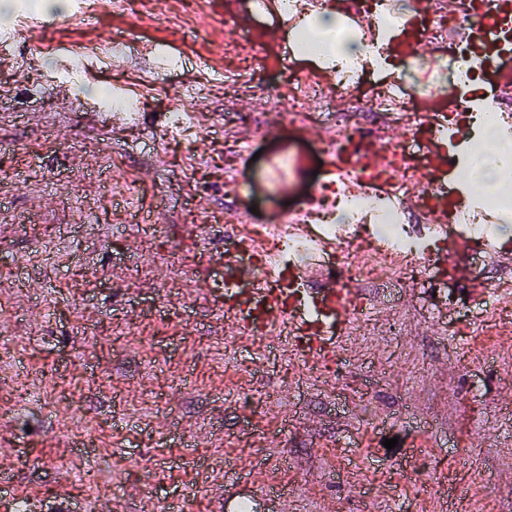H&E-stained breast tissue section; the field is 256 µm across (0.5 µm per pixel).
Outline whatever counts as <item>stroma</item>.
<instances>
[{
  "mask_svg": "<svg viewBox=\"0 0 512 512\" xmlns=\"http://www.w3.org/2000/svg\"><path fill=\"white\" fill-rule=\"evenodd\" d=\"M144 23L103 0L47 36L19 9L11 67L0 70V512L19 491L33 512H154L171 488L192 512L228 493L272 487L258 512H512V270L471 269L451 286L363 278L380 303L319 367L288 347L229 335L208 253L224 247V178L271 222L264 160L301 159L316 183L321 125L278 120L265 85L279 75L224 59V18L204 0ZM130 34L124 67L76 41ZM144 105L131 130L88 118L115 98ZM205 124L171 127L181 99ZM267 136H257L256 127ZM244 157L233 168V149ZM397 438L394 449L384 439Z\"/></svg>",
  "mask_w": 512,
  "mask_h": 512,
  "instance_id": "stroma-1",
  "label": "stroma"
}]
</instances>
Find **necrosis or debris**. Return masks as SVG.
<instances>
[{
	"mask_svg": "<svg viewBox=\"0 0 512 512\" xmlns=\"http://www.w3.org/2000/svg\"><path fill=\"white\" fill-rule=\"evenodd\" d=\"M361 13L375 21L373 32L340 21L341 36L352 37L370 47L369 56L354 60L339 59L335 65L337 78L325 85L320 68L304 71L302 75H289L287 85L275 92V106L283 119L291 124H315L324 119L334 104H342L334 125L336 132L323 143L326 157L342 159L353 175H362V155L382 149L389 154L396 169L388 185L377 188L365 185L358 195L344 193L336 186L315 184L307 196L295 203L306 223L320 225L325 233L344 232L346 247L337 250L336 270L346 283L361 277H372L404 285L410 272L419 277L444 284L445 279L432 266L419 262L427 253L431 241L443 230L433 224L413 230L407 213L400 202L410 192H418L419 212H426L434 199L421 189L419 176L425 166L421 150L423 133L414 130L402 143L381 141L375 127L399 121L413 122L411 92L419 90L437 111L466 113L471 117V134L480 138L485 120L503 124L504 112L474 109L467 86L479 73L468 50L449 42V32L461 25H475L480 21L473 9L453 16L437 14L422 20L412 16L410 5L391 6L387 0H358ZM436 45L439 54L429 64H422L415 52L421 42ZM397 45L406 60L413 79L412 85L387 84L378 75L388 64L387 49ZM317 100L319 111L306 109L307 99ZM443 203L448 208L447 230L461 239L469 240L479 233L484 212H503L512 209V184L505 186L496 196L480 199L477 189H459L449 192ZM243 232L257 242L286 250L296 257L299 268L318 266L307 239L289 232L288 214L280 212L274 223L247 224ZM363 242L361 258L348 257V244Z\"/></svg>",
	"mask_w": 512,
	"mask_h": 512,
	"instance_id": "1",
	"label": "necrosis or debris"
}]
</instances>
